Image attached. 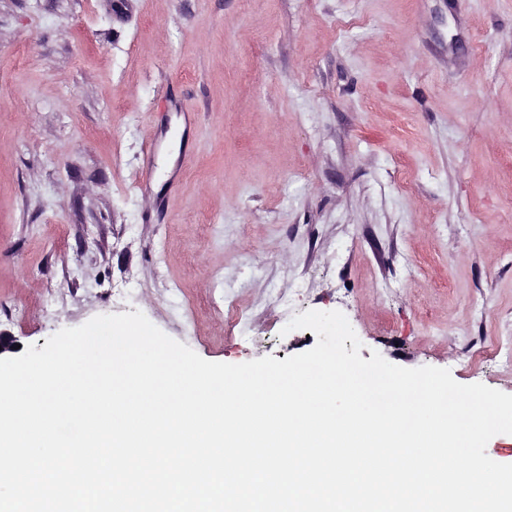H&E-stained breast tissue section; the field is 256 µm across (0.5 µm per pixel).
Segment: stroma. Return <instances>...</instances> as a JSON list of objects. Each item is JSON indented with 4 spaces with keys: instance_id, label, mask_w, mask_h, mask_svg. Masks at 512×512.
<instances>
[{
    "instance_id": "1",
    "label": "stroma",
    "mask_w": 512,
    "mask_h": 512,
    "mask_svg": "<svg viewBox=\"0 0 512 512\" xmlns=\"http://www.w3.org/2000/svg\"><path fill=\"white\" fill-rule=\"evenodd\" d=\"M136 310L512 394V0H0V330Z\"/></svg>"
}]
</instances>
